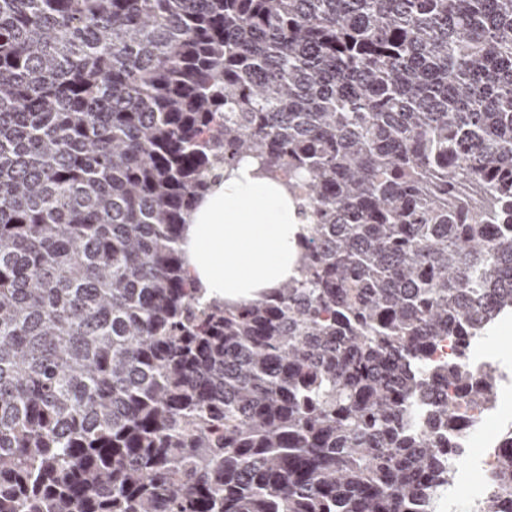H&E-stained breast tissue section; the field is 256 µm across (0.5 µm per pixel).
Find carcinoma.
<instances>
[{
    "instance_id": "1",
    "label": "carcinoma",
    "mask_w": 512,
    "mask_h": 512,
    "mask_svg": "<svg viewBox=\"0 0 512 512\" xmlns=\"http://www.w3.org/2000/svg\"><path fill=\"white\" fill-rule=\"evenodd\" d=\"M248 159L298 275L203 303ZM511 313L512 0H0V512H428ZM453 343V344H451ZM447 347L445 348V352L448 354V352H452L460 359L461 362L468 364L469 366L480 369V368H492L497 369L500 371V375L507 383L509 380V367H505L499 358V356L494 352H488L482 356L474 357L470 354H464V351L459 347L460 345L455 344V336L452 341L449 339L447 340ZM451 344V345H450ZM448 345H450V348H448ZM462 352V353H461Z\"/></svg>"
}]
</instances>
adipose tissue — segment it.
<instances>
[{"mask_svg":"<svg viewBox=\"0 0 512 512\" xmlns=\"http://www.w3.org/2000/svg\"><path fill=\"white\" fill-rule=\"evenodd\" d=\"M303 226L287 186L244 161L190 214L185 268L205 299L257 298L296 276Z\"/></svg>","mask_w":512,"mask_h":512,"instance_id":"1","label":"adipose tissue"}]
</instances>
